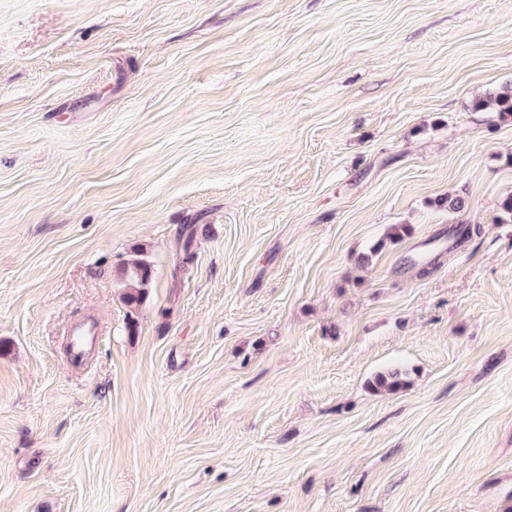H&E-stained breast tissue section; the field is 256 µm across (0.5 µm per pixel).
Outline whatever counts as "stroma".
<instances>
[{"mask_svg": "<svg viewBox=\"0 0 512 512\" xmlns=\"http://www.w3.org/2000/svg\"><path fill=\"white\" fill-rule=\"evenodd\" d=\"M509 84L512 0H0V512H512ZM478 108H495L502 117L512 115V87H505L502 91L490 93L480 103ZM122 276L125 281L130 282L133 288L126 294L127 303L130 305H139L146 293V289L152 282V269L150 265L139 259L128 262ZM100 327L89 323L81 327H74L70 334V356L73 362L81 363L88 355V352L99 341ZM369 385L374 392L395 393L405 388L407 380L405 374L401 371L391 370L385 374H378Z\"/></svg>", "mask_w": 512, "mask_h": 512, "instance_id": "35a3bbf8", "label": "stroma"}]
</instances>
